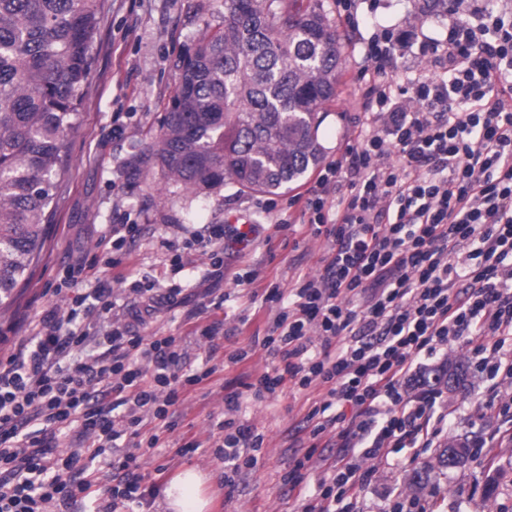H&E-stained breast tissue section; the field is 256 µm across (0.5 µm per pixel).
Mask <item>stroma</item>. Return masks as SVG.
I'll use <instances>...</instances> for the list:
<instances>
[{
	"label": "stroma",
	"instance_id": "35a3bbf8",
	"mask_svg": "<svg viewBox=\"0 0 512 512\" xmlns=\"http://www.w3.org/2000/svg\"><path fill=\"white\" fill-rule=\"evenodd\" d=\"M297 6L321 11L342 46L337 98L322 112L318 130L328 161L354 128V82L375 25L420 26L428 36L442 38L446 20L434 0H358L356 27L340 23L336 0H298ZM223 22L224 0H104L80 118L67 138L69 171L53 191L51 230L40 261L14 302L0 309V358H7L21 340L20 324L38 321L49 309L66 312L74 294L103 282L110 283L120 302L138 282L162 289L180 284L181 294L150 326L151 331L174 336L190 334L193 323L188 315L205 308L206 292L229 293L222 308L206 309L208 320L224 324L225 336L214 355L221 369L176 405L175 427L159 428L160 447L145 456L141 473L145 484L163 487L183 468H199L208 477L211 512H294L284 477L296 455V432L314 403L321 401V388L299 392L288 386L262 401L243 396L242 417L265 434L266 446L256 467L234 489L224 486V463L212 455L210 435L212 418L224 406L225 387L242 388L275 363L261 346L273 316L264 300L269 284L291 288L325 265L323 240L301 226V207L292 201L299 188L240 194L226 187L197 195L159 170L140 174L129 165L159 129L174 93L181 50ZM115 224L140 227L116 268L107 263L106 247ZM211 224H253L257 230L247 246L228 245L223 271H215L207 256L195 251L182 268H173L171 247H184L191 234L206 232ZM91 259L97 265L79 280L76 290H60L66 268ZM251 272L256 275L252 283L236 285V276ZM248 345L254 351L247 361L227 363L229 353ZM489 388V381L467 372L463 385L448 398L449 440L468 444L496 426V417L483 407ZM189 440L199 441L201 447L186 459L177 449ZM435 455L431 449L413 460L399 452L377 462L376 477L361 500L363 512H378L390 493L408 491L410 477L423 469L429 472L423 492L438 499L441 512H476L484 501L488 512H512V445L496 449L491 459L476 458L448 470L433 468ZM160 465L165 471L159 475L155 469ZM491 482L496 491L488 500L484 493Z\"/></svg>",
	"mask_w": 512,
	"mask_h": 512
}]
</instances>
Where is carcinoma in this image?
I'll return each mask as SVG.
<instances>
[{"label": "carcinoma", "mask_w": 512, "mask_h": 512, "mask_svg": "<svg viewBox=\"0 0 512 512\" xmlns=\"http://www.w3.org/2000/svg\"><path fill=\"white\" fill-rule=\"evenodd\" d=\"M101 0H0V305L46 240L102 23ZM341 47L325 16L289 0H224V25L185 51L160 132L130 165L197 193H273L323 155L318 114L336 98ZM435 456L448 469V449ZM462 448L461 462L470 458Z\"/></svg>", "instance_id": "obj_1"}]
</instances>
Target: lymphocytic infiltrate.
Segmentation results:
<instances>
[{"label": "lymphocytic infiltrate", "mask_w": 512, "mask_h": 512, "mask_svg": "<svg viewBox=\"0 0 512 512\" xmlns=\"http://www.w3.org/2000/svg\"><path fill=\"white\" fill-rule=\"evenodd\" d=\"M418 49L429 72L398 86L397 52ZM355 97L358 132L300 193L312 236L326 241L321 273L272 287L276 305L262 346L277 365L247 388L254 399L321 387L307 446L285 482L296 512H362L374 461L436 447L448 432L444 391L416 362L464 343L492 379L485 403L499 421L473 442L477 457L512 444V5L448 0L444 39L382 27L366 44ZM122 316L111 287L49 311L0 360V512H58L85 499L103 460L118 476L95 512H138L153 496L141 474L151 425L218 370L183 369L186 337L148 326L181 290L137 284ZM111 321L105 355L68 359ZM241 394L224 395L214 454L224 484L253 469L264 444L241 418ZM81 422L63 453L60 432ZM326 468L309 484L313 457Z\"/></svg>", "instance_id": "lymphocytic-infiltrate-1"}]
</instances>
